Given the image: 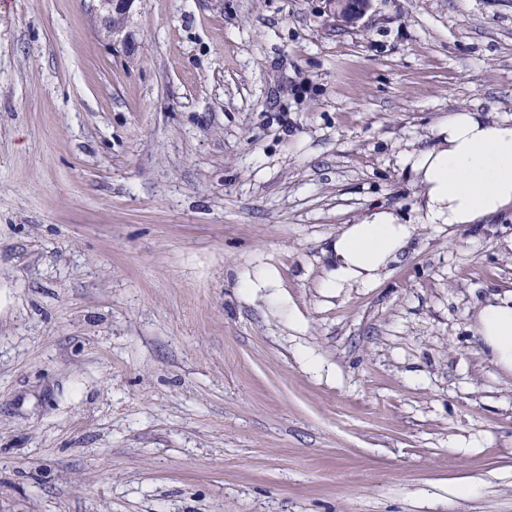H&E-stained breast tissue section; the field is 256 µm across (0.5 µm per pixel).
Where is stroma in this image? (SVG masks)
Returning a JSON list of instances; mask_svg holds the SVG:
<instances>
[{"label": "stroma", "instance_id": "obj_1", "mask_svg": "<svg viewBox=\"0 0 512 512\" xmlns=\"http://www.w3.org/2000/svg\"><path fill=\"white\" fill-rule=\"evenodd\" d=\"M97 6L0 0V512H512V216L418 223L400 163L512 120V0H136L132 52ZM380 208L407 252L324 288ZM370 0H331L334 14L344 24L355 23L366 10ZM476 334L494 362L512 372V291L481 308Z\"/></svg>", "mask_w": 512, "mask_h": 512}]
</instances>
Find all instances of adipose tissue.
<instances>
[{
  "instance_id": "adipose-tissue-1",
  "label": "adipose tissue",
  "mask_w": 512,
  "mask_h": 512,
  "mask_svg": "<svg viewBox=\"0 0 512 512\" xmlns=\"http://www.w3.org/2000/svg\"><path fill=\"white\" fill-rule=\"evenodd\" d=\"M421 190L424 224H478L512 210V121L468 109L450 112L431 143L404 153ZM414 228L395 211L371 212L330 247L324 287L367 286L407 250ZM476 334L494 362L512 372V291L478 314Z\"/></svg>"
}]
</instances>
